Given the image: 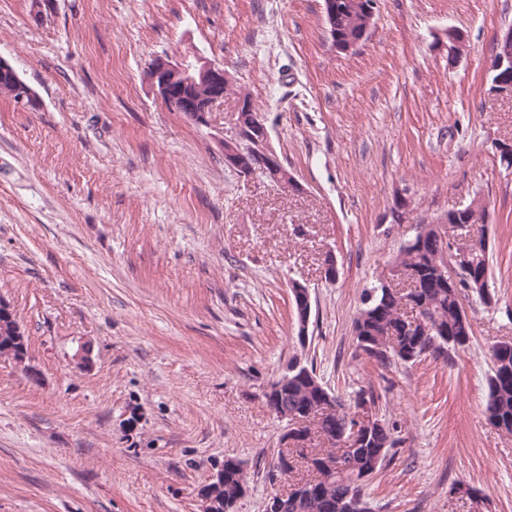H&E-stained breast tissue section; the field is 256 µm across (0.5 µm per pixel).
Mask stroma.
I'll return each mask as SVG.
<instances>
[{"label": "stroma", "instance_id": "obj_1", "mask_svg": "<svg viewBox=\"0 0 512 512\" xmlns=\"http://www.w3.org/2000/svg\"><path fill=\"white\" fill-rule=\"evenodd\" d=\"M31 3L0 0V56L39 99L0 94V296L35 369L0 358V512H202L229 457L248 479L233 512H264L306 476H268L286 424L262 392L294 359L341 396L373 388L396 425L372 512H512V435L485 414L490 350L512 342V168L492 147L512 138V97L491 96L488 70L512 0H377L352 55L323 0H57L40 27ZM451 26L467 35L454 63L436 40ZM194 49L250 93L301 191L225 166L233 98L200 126L148 86L153 56ZM477 195L499 302L463 295L469 348L356 357L363 289L416 225ZM295 280L311 291L304 336Z\"/></svg>", "mask_w": 512, "mask_h": 512}]
</instances>
